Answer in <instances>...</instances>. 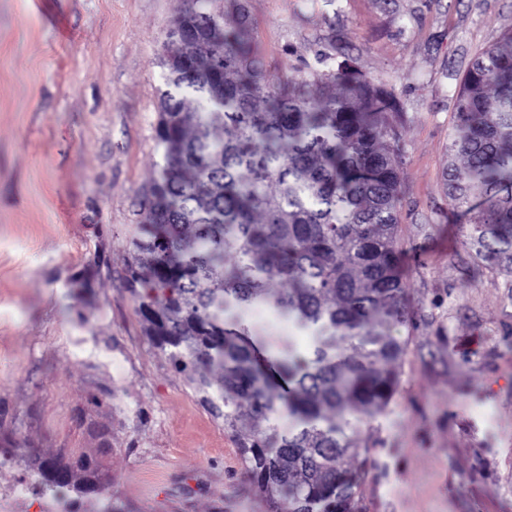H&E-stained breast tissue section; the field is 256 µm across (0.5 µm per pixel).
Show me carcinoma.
I'll return each mask as SVG.
<instances>
[{"label":"carcinoma","mask_w":512,"mask_h":512,"mask_svg":"<svg viewBox=\"0 0 512 512\" xmlns=\"http://www.w3.org/2000/svg\"><path fill=\"white\" fill-rule=\"evenodd\" d=\"M235 12L228 22L224 0H182L169 26L161 163L130 225L125 285L147 340L238 437L267 512H361L360 426L393 397L407 346L390 334L406 318L401 106L328 55L309 78L269 85ZM447 152L445 194L469 224L474 272L512 274V31L465 72ZM254 303L310 331L309 348L257 331L260 355L245 341ZM111 453L29 467L43 486L90 498L109 488Z\"/></svg>","instance_id":"1"}]
</instances>
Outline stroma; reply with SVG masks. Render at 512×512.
Listing matches in <instances>:
<instances>
[{
  "mask_svg": "<svg viewBox=\"0 0 512 512\" xmlns=\"http://www.w3.org/2000/svg\"><path fill=\"white\" fill-rule=\"evenodd\" d=\"M270 84L352 59L404 107L398 389L362 435L363 512H512V293L469 273L442 185L455 95L512 0H242ZM180 0H0V446L110 447L80 512H266L124 286Z\"/></svg>",
  "mask_w": 512,
  "mask_h": 512,
  "instance_id": "35a3bbf8",
  "label": "stroma"
}]
</instances>
